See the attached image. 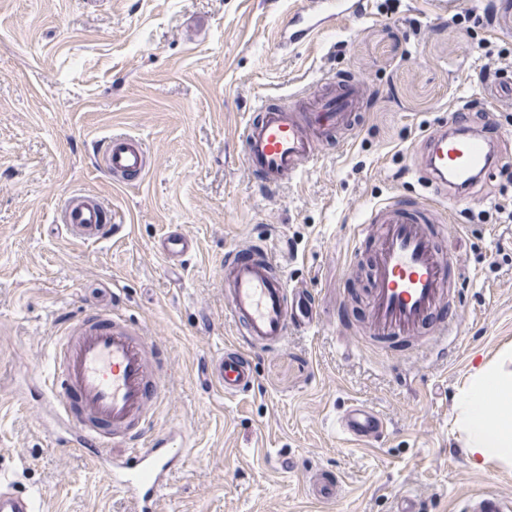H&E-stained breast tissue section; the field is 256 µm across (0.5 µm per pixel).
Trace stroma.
I'll use <instances>...</instances> for the list:
<instances>
[{
    "instance_id": "35a3bbf8",
    "label": "stroma",
    "mask_w": 512,
    "mask_h": 512,
    "mask_svg": "<svg viewBox=\"0 0 512 512\" xmlns=\"http://www.w3.org/2000/svg\"><path fill=\"white\" fill-rule=\"evenodd\" d=\"M309 0H0V470L40 512H126L122 494L81 455L58 448L40 408L56 321L114 300L167 356V397L153 433L173 432L183 465L157 512H463L468 496L512 498V470L470 462L455 397L476 365L512 346V99H487L481 68L512 57V0H361L307 44L280 46ZM498 22L485 23L487 9ZM512 78V66H501ZM358 77L368 93L356 138L265 193L240 132L259 101L298 102L322 78ZM469 100L496 139L497 171L471 194L437 199L457 225L448 353L358 346L369 337V209L416 195L425 139ZM144 139L152 166L135 187L97 165L101 139ZM98 194L119 231L73 240L54 213ZM196 241L172 265L155 252L174 229ZM267 240L290 284L316 297L317 323L284 350L251 351L253 389L225 397L202 374L237 341L225 310L226 252ZM361 403L384 436L361 445L336 415ZM341 478L332 501L307 472Z\"/></svg>"
}]
</instances>
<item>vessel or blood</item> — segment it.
<instances>
[{
  "instance_id": "b4317fda",
  "label": "vessel or blood",
  "mask_w": 512,
  "mask_h": 512,
  "mask_svg": "<svg viewBox=\"0 0 512 512\" xmlns=\"http://www.w3.org/2000/svg\"><path fill=\"white\" fill-rule=\"evenodd\" d=\"M312 17L290 18L287 42L310 38L336 13H355L359 0H313ZM366 97L353 81H323L303 106L260 104L257 115L241 133L246 168L267 188L279 187L314 164L324 141L340 134L353 138L355 117ZM465 109L451 112L447 125L434 129L426 145L421 171L424 188L438 195L474 187L492 169L490 142L463 131ZM102 170L114 182L137 184L147 172L145 141L129 133L105 137L98 152ZM422 198L397 197L373 206L364 232H376L370 294V326L379 334L415 337L432 326L434 342H448L456 319L446 316L448 288L455 271V254L441 250L436 240L450 236L447 224H431ZM68 234L84 242L106 239L113 231L112 212L98 197L73 194L57 211ZM195 248L186 232L174 230L161 238L157 252L179 263ZM224 300L240 342L225 347L206 363L209 383L234 397L254 385L248 352L282 350L295 328L315 324V302L304 289L288 284L287 275L265 241L230 250L224 258ZM161 350L143 329L129 326L112 307L85 310L57 326L52 344L53 368L43 381V401L71 434L72 451L87 455L92 466L106 469L113 488L126 497L129 512H155L168 489L183 451L171 447L170 435L143 441L151 425L150 410L164 396ZM379 415L353 404L336 420L337 431L354 441L370 442L383 432ZM310 492L335 499L341 489L333 473L317 469L308 479ZM468 512H512V502L486 491L467 506ZM0 512H32L28 497L8 478L0 479Z\"/></svg>"
}]
</instances>
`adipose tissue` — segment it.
Returning a JSON list of instances; mask_svg holds the SVG:
<instances>
[{"instance_id": "obj_1", "label": "adipose tissue", "mask_w": 512, "mask_h": 512, "mask_svg": "<svg viewBox=\"0 0 512 512\" xmlns=\"http://www.w3.org/2000/svg\"><path fill=\"white\" fill-rule=\"evenodd\" d=\"M502 362L478 366L469 387L458 399L461 430L473 465L494 461L512 468V372Z\"/></svg>"}]
</instances>
